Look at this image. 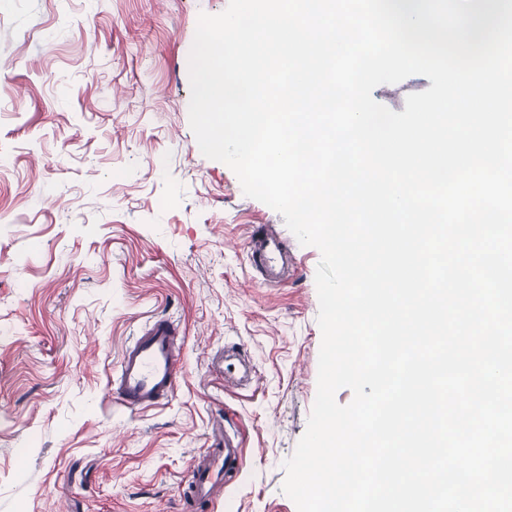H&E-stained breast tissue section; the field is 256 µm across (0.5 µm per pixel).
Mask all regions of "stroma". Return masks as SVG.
Listing matches in <instances>:
<instances>
[{
  "mask_svg": "<svg viewBox=\"0 0 512 512\" xmlns=\"http://www.w3.org/2000/svg\"><path fill=\"white\" fill-rule=\"evenodd\" d=\"M228 3L0 0V512H180L219 423L242 465L204 512H296L283 463L317 393L321 254L196 146L189 54ZM253 224L299 279L258 284ZM154 317L184 332L181 381L132 413L109 382ZM231 348L248 381H225Z\"/></svg>",
  "mask_w": 512,
  "mask_h": 512,
  "instance_id": "35a3bbf8",
  "label": "stroma"
}]
</instances>
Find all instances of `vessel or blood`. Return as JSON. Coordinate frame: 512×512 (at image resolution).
<instances>
[{"mask_svg":"<svg viewBox=\"0 0 512 512\" xmlns=\"http://www.w3.org/2000/svg\"><path fill=\"white\" fill-rule=\"evenodd\" d=\"M246 248L261 285L279 287L296 276L297 267L288 243L272 226L250 231ZM180 362L179 326L167 318L155 319L122 349L111 389L129 411L154 407L175 393ZM214 443L213 452L200 456L193 466L191 498L183 504L185 512L213 498L223 480L241 467L238 444L220 433L215 435Z\"/></svg>","mask_w":512,"mask_h":512,"instance_id":"vessel-or-blood-1","label":"vessel or blood"}]
</instances>
